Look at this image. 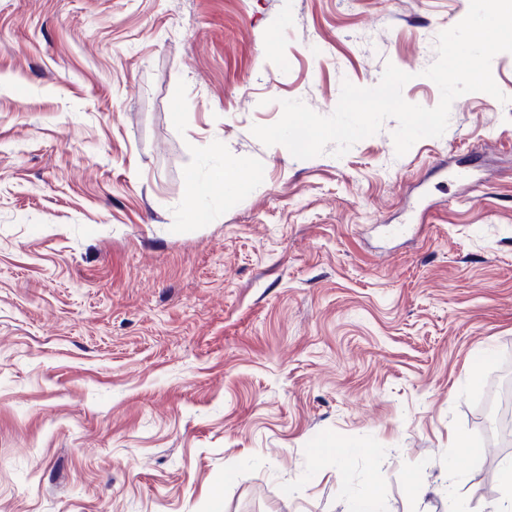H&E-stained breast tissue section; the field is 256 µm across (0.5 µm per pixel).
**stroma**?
<instances>
[{"label": "stroma", "mask_w": 512, "mask_h": 512, "mask_svg": "<svg viewBox=\"0 0 512 512\" xmlns=\"http://www.w3.org/2000/svg\"><path fill=\"white\" fill-rule=\"evenodd\" d=\"M469 4L0 0V512H486L512 53L510 103L463 95L401 156L392 119L339 158L251 132L389 63L435 107ZM233 160L243 189L191 192Z\"/></svg>", "instance_id": "stroma-1"}]
</instances>
